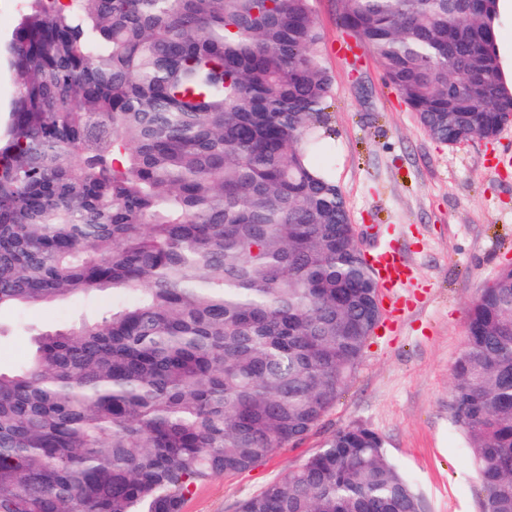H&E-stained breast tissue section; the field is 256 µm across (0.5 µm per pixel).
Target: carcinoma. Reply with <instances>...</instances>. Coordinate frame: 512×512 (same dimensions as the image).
<instances>
[{
    "instance_id": "obj_1",
    "label": "carcinoma",
    "mask_w": 512,
    "mask_h": 512,
    "mask_svg": "<svg viewBox=\"0 0 512 512\" xmlns=\"http://www.w3.org/2000/svg\"><path fill=\"white\" fill-rule=\"evenodd\" d=\"M428 135L512 123L496 0H339ZM313 0H22L0 42V309L112 290L0 373V512H183L317 430L372 337L375 268L310 153L333 80ZM452 411L512 512V266L479 292ZM237 512H423L364 427Z\"/></svg>"
}]
</instances>
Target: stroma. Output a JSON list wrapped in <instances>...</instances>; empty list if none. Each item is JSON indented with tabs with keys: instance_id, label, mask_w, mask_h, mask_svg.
Here are the masks:
<instances>
[{
	"instance_id": "35a3bbf8",
	"label": "stroma",
	"mask_w": 512,
	"mask_h": 512,
	"mask_svg": "<svg viewBox=\"0 0 512 512\" xmlns=\"http://www.w3.org/2000/svg\"><path fill=\"white\" fill-rule=\"evenodd\" d=\"M333 80L329 133L312 161L342 191L365 253L404 258L409 279L381 292L382 318L361 364L319 429L251 469L199 486L183 512H235L238 503L314 452L331 432L362 426L381 435L427 512H481V483L451 410L454 363L481 288L512 262V123L498 136L456 145L432 139L385 81L367 48L356 66L336 0H314ZM111 295L0 310V371L15 370L36 333L97 318Z\"/></svg>"
}]
</instances>
